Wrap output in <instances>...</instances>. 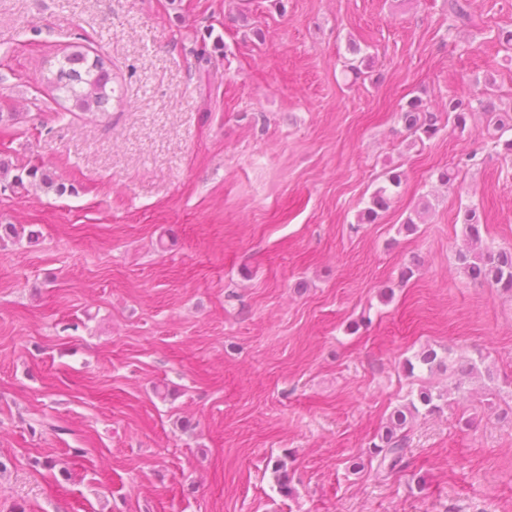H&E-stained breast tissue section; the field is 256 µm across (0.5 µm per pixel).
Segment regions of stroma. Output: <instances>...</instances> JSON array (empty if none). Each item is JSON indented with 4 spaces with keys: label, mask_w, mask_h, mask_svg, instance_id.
<instances>
[{
    "label": "stroma",
    "mask_w": 512,
    "mask_h": 512,
    "mask_svg": "<svg viewBox=\"0 0 512 512\" xmlns=\"http://www.w3.org/2000/svg\"><path fill=\"white\" fill-rule=\"evenodd\" d=\"M470 3L462 28L445 0H0V512H512V299L455 259L468 205L512 248L481 108L512 113V0ZM75 51L105 111L47 85ZM460 96L465 128L408 137L411 98ZM33 165L64 192L12 187ZM427 347L444 369L406 372ZM404 173L397 168L387 171L386 182L380 185L371 194L367 206L360 212L358 222L361 224H371L376 221L381 212L390 207L391 199L400 188ZM442 393L434 394L429 388H422L417 395L419 406L414 400L407 405L395 409L389 416L383 430L378 434V443L374 442L370 449L371 457L377 458L379 467L390 471L400 469L408 452L407 431L412 420L420 414V407L426 413H434L439 406Z\"/></svg>",
    "instance_id": "1"
}]
</instances>
